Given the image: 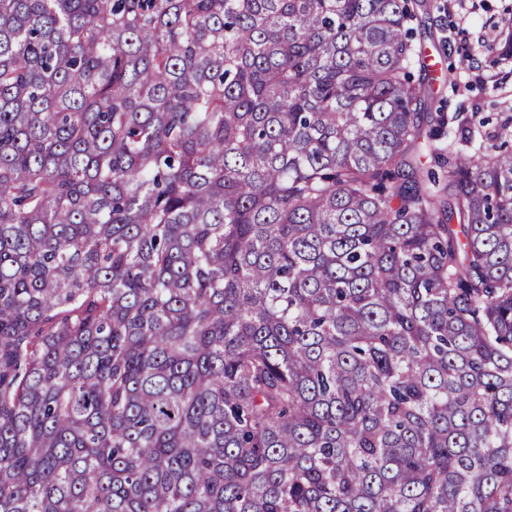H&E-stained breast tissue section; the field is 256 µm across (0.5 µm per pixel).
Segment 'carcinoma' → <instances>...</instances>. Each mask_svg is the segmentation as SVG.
Returning a JSON list of instances; mask_svg holds the SVG:
<instances>
[{"label": "carcinoma", "mask_w": 512, "mask_h": 512, "mask_svg": "<svg viewBox=\"0 0 512 512\" xmlns=\"http://www.w3.org/2000/svg\"><path fill=\"white\" fill-rule=\"evenodd\" d=\"M421 6L0 0V512H512V122Z\"/></svg>", "instance_id": "carcinoma-1"}]
</instances>
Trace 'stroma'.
I'll return each instance as SVG.
<instances>
[{"label":"stroma","mask_w":512,"mask_h":512,"mask_svg":"<svg viewBox=\"0 0 512 512\" xmlns=\"http://www.w3.org/2000/svg\"><path fill=\"white\" fill-rule=\"evenodd\" d=\"M424 46L441 71L431 86L433 111L476 116L485 131L512 117V0H427ZM451 70L455 82L444 78Z\"/></svg>","instance_id":"stroma-1"}]
</instances>
